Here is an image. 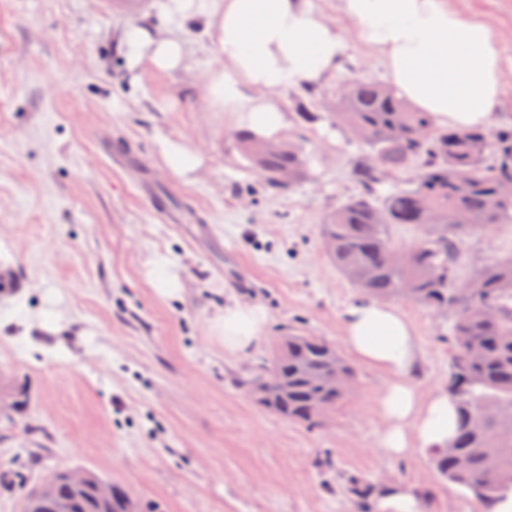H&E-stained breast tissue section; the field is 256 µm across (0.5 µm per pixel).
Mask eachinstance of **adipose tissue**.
I'll use <instances>...</instances> for the list:
<instances>
[{
  "instance_id": "obj_1",
  "label": "adipose tissue",
  "mask_w": 512,
  "mask_h": 512,
  "mask_svg": "<svg viewBox=\"0 0 512 512\" xmlns=\"http://www.w3.org/2000/svg\"><path fill=\"white\" fill-rule=\"evenodd\" d=\"M339 9L381 60L399 95L429 113L436 125H492L504 80L488 23L464 18L448 0H339ZM161 11L175 34L129 27L122 46L130 66L181 70L187 45L178 31L202 28L221 59L208 76L210 108L225 113L231 125L267 139L287 125L278 91L320 83L336 73L347 51L336 25L315 13L308 0H163ZM265 322L261 307L226 306L219 325L225 352L253 347ZM343 332L348 351L388 377L379 401L385 421L379 446L396 456L445 446L454 434L453 397L445 390L419 394L413 380L417 340L407 317L371 300L347 310Z\"/></svg>"
}]
</instances>
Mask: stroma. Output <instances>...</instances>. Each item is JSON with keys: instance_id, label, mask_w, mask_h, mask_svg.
I'll use <instances>...</instances> for the list:
<instances>
[{"instance_id": "35a3bbf8", "label": "stroma", "mask_w": 512, "mask_h": 512, "mask_svg": "<svg viewBox=\"0 0 512 512\" xmlns=\"http://www.w3.org/2000/svg\"><path fill=\"white\" fill-rule=\"evenodd\" d=\"M310 3L349 49L314 94L279 93L283 138L303 150L308 177L276 195L208 106L220 60L201 29L183 34L182 70L129 69L121 36L160 27L162 0H0V266L14 273L0 291V512H20L4 487L14 474L37 485L69 469L157 512H351L347 473L430 492L424 512H486L438 476L431 449L394 458L378 448L384 373L357 365L347 400L315 429L267 412L238 384L287 330L343 349L344 313L362 300L326 257L320 226L358 192L353 165L365 149L324 115L346 80L387 78L337 0ZM448 6L492 26L505 83L494 124H512V0ZM300 101L322 120L300 122ZM167 141L201 158L190 178L171 171ZM228 246L250 287L226 275ZM463 249L462 278L512 256V223ZM163 255L176 261L175 299L147 276ZM236 302L268 319L258 344L234 355L217 324ZM397 306L416 331L419 393L447 388L448 319ZM327 454L329 469L317 464Z\"/></svg>"}]
</instances>
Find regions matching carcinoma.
<instances>
[{"label": "carcinoma", "instance_id": "obj_1", "mask_svg": "<svg viewBox=\"0 0 512 512\" xmlns=\"http://www.w3.org/2000/svg\"><path fill=\"white\" fill-rule=\"evenodd\" d=\"M336 125L367 148L355 165L360 190L325 215L322 240L336 269L369 299L404 298L431 310L448 308L455 340L448 379L456 399L454 451L434 449L433 463L449 483L485 505L512 490V258L475 267L460 281L463 240L512 223V126L442 129L378 82L354 78L336 94ZM242 155L267 189L290 191L306 174L301 148L234 133ZM412 172L409 186L379 195L392 172ZM413 224L420 238L399 248L390 228ZM336 362V381L325 379ZM273 378L263 395L258 387ZM356 372L329 342L291 331L242 384L259 405L290 422L321 426L342 406ZM322 403L319 414L313 405ZM58 491L63 512H100L91 496ZM376 488L349 479L352 512H370Z\"/></svg>", "mask_w": 512, "mask_h": 512}]
</instances>
